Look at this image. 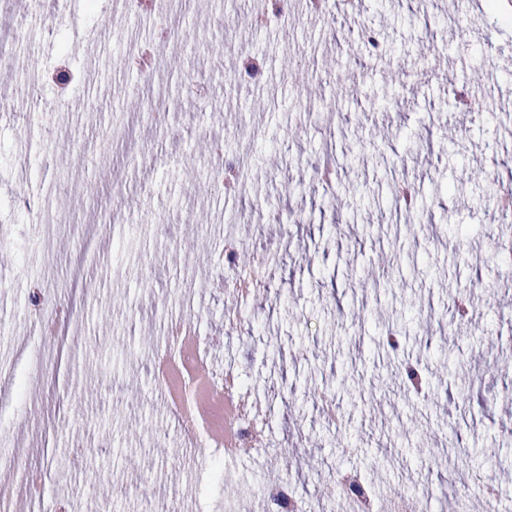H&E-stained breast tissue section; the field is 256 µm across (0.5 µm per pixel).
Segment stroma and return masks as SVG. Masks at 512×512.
<instances>
[{
	"mask_svg": "<svg viewBox=\"0 0 512 512\" xmlns=\"http://www.w3.org/2000/svg\"><path fill=\"white\" fill-rule=\"evenodd\" d=\"M267 2L175 0L137 24L113 0L98 17L66 0L49 26L0 0V29L24 26L0 63V200L30 203L0 218V391L28 382L0 452L43 472L46 500L92 512H164L175 493L189 512H235L277 484L303 512H340L350 473L379 512L402 495L416 512H512V111L494 105L512 85V0L479 14L486 44L449 36L468 0L280 20ZM363 26L382 53L354 46ZM132 43L155 58L147 76L118 64ZM244 53L261 82L236 79ZM32 58L41 100H64L49 121L31 118ZM63 68L82 81H52ZM238 142L240 185L211 189L214 146ZM229 239L239 266L267 262L233 323L217 263ZM35 288L64 315L54 331L29 310ZM181 316L265 420V451L227 462L220 483L175 465L187 441L142 363ZM105 440L113 453H92Z\"/></svg>",
	"mask_w": 512,
	"mask_h": 512,
	"instance_id": "35a3bbf8",
	"label": "stroma"
}]
</instances>
